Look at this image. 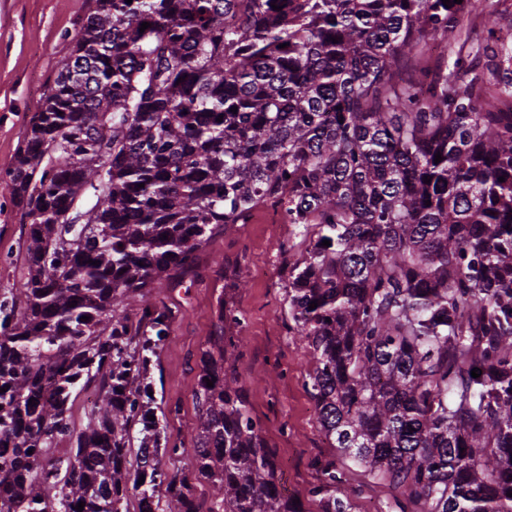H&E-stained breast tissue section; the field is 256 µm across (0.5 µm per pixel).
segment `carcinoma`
Returning a JSON list of instances; mask_svg holds the SVG:
<instances>
[{"mask_svg": "<svg viewBox=\"0 0 512 512\" xmlns=\"http://www.w3.org/2000/svg\"><path fill=\"white\" fill-rule=\"evenodd\" d=\"M6 176L29 229L0 300V512H199L204 482L207 512H300L230 371L235 310L187 440L148 419L150 295L268 203L303 245L285 305L337 452L321 512H353L338 460L393 512H512V23L487 0H94ZM95 385L96 383H92L86 390L78 394L71 405V419L76 431L88 423L94 401L98 396ZM88 392L94 393L91 400L88 398Z\"/></svg>", "mask_w": 512, "mask_h": 512, "instance_id": "cac0c4a2", "label": "carcinoma"}]
</instances>
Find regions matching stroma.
<instances>
[{
    "mask_svg": "<svg viewBox=\"0 0 512 512\" xmlns=\"http://www.w3.org/2000/svg\"><path fill=\"white\" fill-rule=\"evenodd\" d=\"M91 0H0V174L24 141L44 92L70 53ZM28 227L9 193L0 192V297L22 279ZM290 225L273 207L214 237L199 268L183 283L163 282L151 303L169 311L167 336L151 365L156 414L169 444L184 439L195 417L197 361L214 334L223 305L243 319L244 343L234 363L253 418L288 472V492L303 512H317L308 491L322 475L313 460L332 451L317 421L307 388L308 346L289 330L284 307L288 269L295 252ZM246 285H237L238 277ZM356 512H387L390 489L354 471L340 486Z\"/></svg>",
    "mask_w": 512,
    "mask_h": 512,
    "instance_id": "1",
    "label": "stroma"
}]
</instances>
